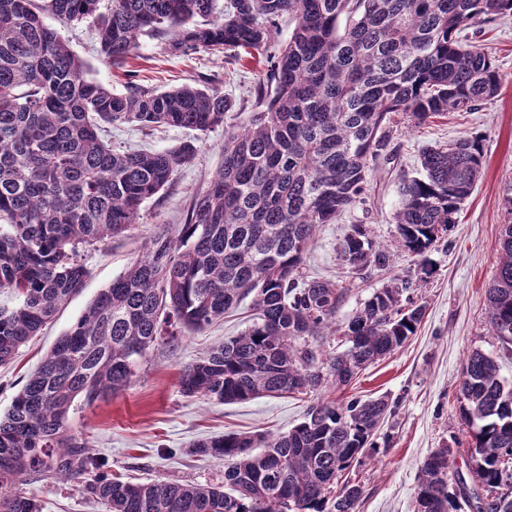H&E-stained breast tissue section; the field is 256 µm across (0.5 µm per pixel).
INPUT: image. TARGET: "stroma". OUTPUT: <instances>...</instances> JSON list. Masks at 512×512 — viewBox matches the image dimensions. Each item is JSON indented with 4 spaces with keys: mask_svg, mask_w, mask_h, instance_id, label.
<instances>
[{
    "mask_svg": "<svg viewBox=\"0 0 512 512\" xmlns=\"http://www.w3.org/2000/svg\"><path fill=\"white\" fill-rule=\"evenodd\" d=\"M52 25L83 62L84 77L112 91L122 93L133 86L168 89L209 77L234 107L226 114L224 127L208 132L194 159L177 169L169 187L143 204L138 224L104 242L80 247L78 258L87 270L82 288L60 307L52 322L20 347L9 364L0 367L2 414L58 337L96 295L146 253L154 236L174 232L182 223L194 196L220 163L225 126L247 123L254 86L273 79L271 61L248 57L231 61L207 52L177 57L170 53L166 40L149 36L141 38L136 59L117 70L105 65L97 54L93 21L73 25L56 19ZM469 37L494 59L501 77L498 97L479 111L451 112L418 128L403 116H395L389 125L390 155L379 159L378 173L364 198L336 223L318 227L305 260L308 278L349 285L348 296L336 313L337 322H345L373 289L414 266L412 258L404 257L393 272L352 281L337 257L349 226L366 224L376 241L392 245L397 236L394 214L399 187L403 178L419 172L422 149L462 136L481 137L482 177L457 224L429 253L437 271L418 291V299L426 307L421 324L401 348L368 366L346 391L350 397L388 393L402 400L389 421L392 441L388 451L365 459L349 473L350 480L363 489L358 512H413L417 478L430 452L446 442L466 447L469 429L459 415L457 396L461 369L471 350L499 356L503 376L512 381V355L490 336L486 318V290L496 275L501 226L512 220L503 206V191L512 184V15L471 28ZM193 137L191 131L164 127H125L106 135L112 144L149 151L172 149ZM252 315L251 302L246 299L203 331L160 336L125 389L74 408L70 424L85 434L106 473L140 483L216 484L224 479V463L191 456L189 448L195 440L230 432H285L302 421L317 397L333 398V391L327 389L320 395L220 404L182 394L181 369L238 335ZM22 489L40 501L42 512H109L106 505L83 493L78 480L53 482L30 476Z\"/></svg>",
    "mask_w": 512,
    "mask_h": 512,
    "instance_id": "stroma-1",
    "label": "stroma"
}]
</instances>
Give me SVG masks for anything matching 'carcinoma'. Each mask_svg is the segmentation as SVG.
Here are the masks:
<instances>
[{
	"mask_svg": "<svg viewBox=\"0 0 512 512\" xmlns=\"http://www.w3.org/2000/svg\"><path fill=\"white\" fill-rule=\"evenodd\" d=\"M512 14V0H0V365L49 322L87 271L81 245L138 223L141 206L197 153L195 141L166 151L124 150L108 127H174L202 135L224 124L232 101L214 86L114 93L82 76L83 62L45 16L98 25L102 59L120 69L143 36L170 38L171 53L268 57L274 28L293 30L273 54L274 88L258 85L240 131H224L221 163L176 234L112 281L0 416V512H41L17 488L28 474L85 479L110 512H356L362 487L341 478L390 447L377 441L399 398H319L285 433H228L190 453L224 460V483H133L100 471L75 402L123 389L170 324L196 332L250 296L256 322L181 370L180 389L218 403L333 388L393 354L425 315L415 291L433 274L427 253L457 223L482 174L475 137L426 149L403 180L397 248L414 273L373 291L334 326L348 289L300 272L320 224L363 199L387 154L385 123L405 115L420 127L449 112H473L497 97L489 56L461 33ZM487 289L491 335L512 353V222ZM397 255L365 224L345 235L339 260L359 279L389 271ZM347 337L325 359L309 339ZM469 428L472 480L453 449L425 460L415 512H512V385L498 358L475 349L459 385Z\"/></svg>",
	"mask_w": 512,
	"mask_h": 512,
	"instance_id": "1",
	"label": "carcinoma"
}]
</instances>
